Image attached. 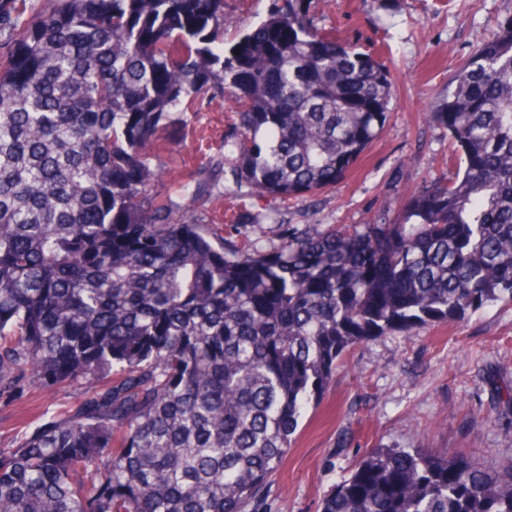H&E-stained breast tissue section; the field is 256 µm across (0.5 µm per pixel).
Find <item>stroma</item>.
<instances>
[{
    "label": "stroma",
    "instance_id": "1",
    "mask_svg": "<svg viewBox=\"0 0 512 512\" xmlns=\"http://www.w3.org/2000/svg\"><path fill=\"white\" fill-rule=\"evenodd\" d=\"M322 25L366 50L381 51L396 97L384 131L335 187L286 202L245 195L224 164L221 146L236 107L233 89L176 113V132L160 131L147 151L158 174L150 196L174 212L190 211L217 237L246 234L279 245L286 225L353 227L395 221L417 185L456 170L447 133L429 117L453 89L456 68L512 19V0H318ZM200 184L196 196L185 183ZM238 218V231L224 225ZM512 301H498L411 335L376 336L339 359L318 404L309 410L270 484L271 512H320L324 494L348 478L378 446L436 448L468 454L479 465L512 468ZM80 384L30 385L0 396V448L13 447L45 412L75 408Z\"/></svg>",
    "mask_w": 512,
    "mask_h": 512
}]
</instances>
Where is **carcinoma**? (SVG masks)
<instances>
[{"label": "carcinoma", "mask_w": 512, "mask_h": 512, "mask_svg": "<svg viewBox=\"0 0 512 512\" xmlns=\"http://www.w3.org/2000/svg\"><path fill=\"white\" fill-rule=\"evenodd\" d=\"M230 22L224 0H0V394L85 385L0 448V512H265L347 347L512 301V22L431 111L452 177L392 223L290 225L273 249L153 203L147 147L232 87L236 184L318 192L385 129L392 75L314 0H271L226 47ZM321 512H512V469L378 447Z\"/></svg>", "instance_id": "1"}]
</instances>
